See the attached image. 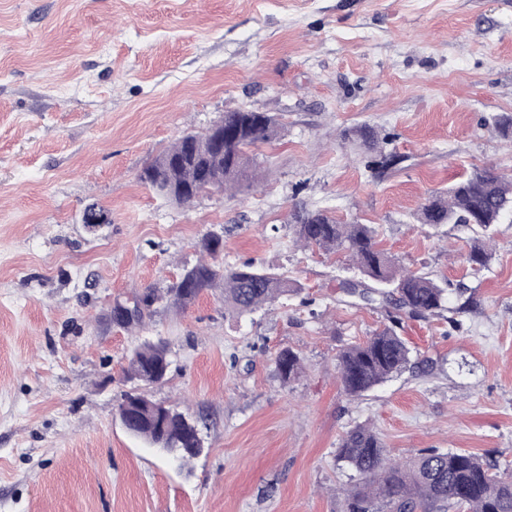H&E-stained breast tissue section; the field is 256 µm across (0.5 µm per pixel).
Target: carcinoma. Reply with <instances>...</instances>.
Here are the masks:
<instances>
[{
	"instance_id": "cac0c4a2",
	"label": "carcinoma",
	"mask_w": 512,
	"mask_h": 512,
	"mask_svg": "<svg viewBox=\"0 0 512 512\" xmlns=\"http://www.w3.org/2000/svg\"><path fill=\"white\" fill-rule=\"evenodd\" d=\"M221 122L224 150L216 149L205 133L181 136L143 169L141 182L152 185L160 177L176 189V203L188 205L207 187L233 192L244 178L257 180V166L249 150L280 137L277 118L268 112L239 109L224 113ZM510 208L512 181L486 166L447 191L425 198L418 220L422 224L472 225L478 237L473 240L468 261L483 267L491 257L486 240L491 237L492 226ZM295 239L303 246L348 253L367 282L343 281L340 291L364 302L380 298L392 306V319L397 323L404 317L424 318L447 309V289L425 274L399 270L394 258L378 247L375 230L367 224H344L321 210L307 211L296 217ZM203 250L211 261H200L185 270L164 296L151 289L146 291L139 298L143 311L127 324L143 322L158 301L165 299L185 307L220 283L224 285V304L239 314L254 312L292 291L287 278L251 262L230 268L214 263L223 251L219 236L208 235ZM409 364L410 349L405 340L395 326L385 325L367 341L339 352L342 390L348 396L360 397ZM276 366L285 382L301 371L300 358L288 349L279 352ZM169 367L165 345L145 342L132 353L127 374L150 386L163 382ZM124 404L150 412L163 410L139 390L125 394ZM186 417L184 412L166 411L165 434L147 419L131 430L150 444L167 445L175 440L177 447H167L163 452L185 463L198 454ZM337 461L359 475L357 483L343 490L344 512H448L454 506L466 507L469 512H512V472H500L491 460L471 452L427 449L410 459L393 461L379 435L359 425L342 439Z\"/></svg>"
}]
</instances>
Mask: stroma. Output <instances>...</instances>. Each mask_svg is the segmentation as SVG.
I'll list each match as a JSON object with an SVG mask.
<instances>
[{
    "label": "stroma",
    "mask_w": 512,
    "mask_h": 512,
    "mask_svg": "<svg viewBox=\"0 0 512 512\" xmlns=\"http://www.w3.org/2000/svg\"><path fill=\"white\" fill-rule=\"evenodd\" d=\"M235 109L283 126L254 152L266 180L187 206L139 180ZM504 115L512 0H0V512H344L336 453L359 425L401 458L465 450L512 469V213L478 271L470 227L417 219L474 168L512 178ZM92 203L111 223L83 224ZM302 210L371 225L399 266L450 291L447 310L400 326L409 367L358 399L337 356L389 312L343 302L339 282L360 273L296 244ZM210 233L221 264L254 262L294 292L238 315L212 288L113 322V306L166 293ZM147 341L171 360L147 396L199 420L185 465L120 421ZM285 349L303 365L288 383ZM276 366L281 378L285 382L296 378L301 371L300 358L288 349L279 352L276 358Z\"/></svg>",
    "instance_id": "stroma-1"
}]
</instances>
